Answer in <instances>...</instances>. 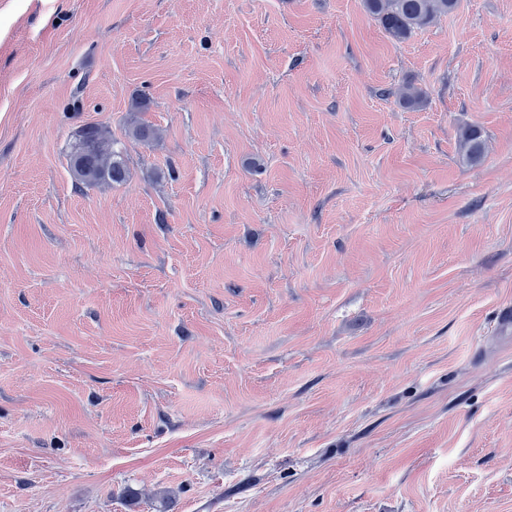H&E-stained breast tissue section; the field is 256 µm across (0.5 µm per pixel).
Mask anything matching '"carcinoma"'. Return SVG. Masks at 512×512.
<instances>
[{
    "mask_svg": "<svg viewBox=\"0 0 512 512\" xmlns=\"http://www.w3.org/2000/svg\"><path fill=\"white\" fill-rule=\"evenodd\" d=\"M365 11L395 42L409 39L414 33L433 25L457 7L458 0H362ZM406 108L420 107L425 91L406 83L393 92ZM128 134L139 140L158 138L157 130L133 121ZM458 152L463 163L478 165L485 158V140L481 130L464 125L458 132ZM68 168L77 188L110 187L129 178V167L122 150L106 126H83L74 133Z\"/></svg>",
    "mask_w": 512,
    "mask_h": 512,
    "instance_id": "obj_1",
    "label": "carcinoma"
}]
</instances>
